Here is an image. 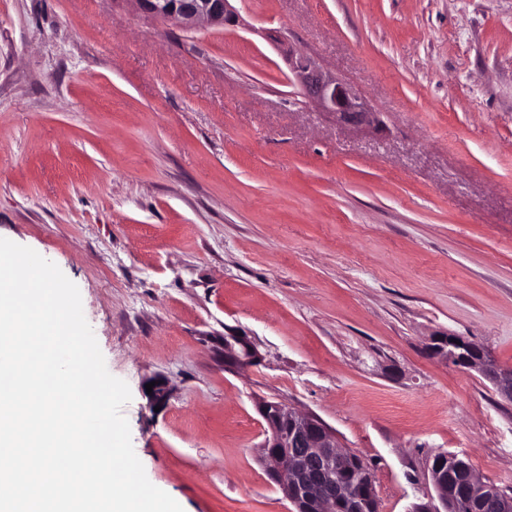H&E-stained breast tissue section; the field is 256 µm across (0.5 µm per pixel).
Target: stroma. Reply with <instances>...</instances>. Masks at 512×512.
<instances>
[{
    "label": "stroma",
    "instance_id": "1",
    "mask_svg": "<svg viewBox=\"0 0 512 512\" xmlns=\"http://www.w3.org/2000/svg\"><path fill=\"white\" fill-rule=\"evenodd\" d=\"M235 6L244 26L184 30L131 0H0V237L78 286L183 512H295L264 401L358 453L380 512L436 502L438 452L512 495V403L426 353L454 334L512 366V0ZM283 28L377 128L298 104L261 35Z\"/></svg>",
    "mask_w": 512,
    "mask_h": 512
}]
</instances>
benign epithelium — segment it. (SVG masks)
I'll list each match as a JSON object with an SVG mask.
<instances>
[{"label": "benign epithelium", "instance_id": "obj_1", "mask_svg": "<svg viewBox=\"0 0 512 512\" xmlns=\"http://www.w3.org/2000/svg\"><path fill=\"white\" fill-rule=\"evenodd\" d=\"M155 20L177 22L190 30L201 23L215 27H242L233 0H132ZM288 65L295 94L321 112L336 115L345 126H372L376 112L344 79L325 70L314 55L293 46L282 32L268 35ZM429 354L461 371L477 370L512 403V367L499 364L488 352L462 336H437ZM266 424L262 456L273 463L272 482L281 487L296 512H362L366 501L378 498L376 487L365 484L367 467L355 453L340 449L334 432L318 417L296 413L265 401L259 406ZM431 478L441 507L430 503L412 512H451L466 499L476 509L512 512V496L495 484L478 479L468 459L456 453H437Z\"/></svg>", "mask_w": 512, "mask_h": 512}]
</instances>
